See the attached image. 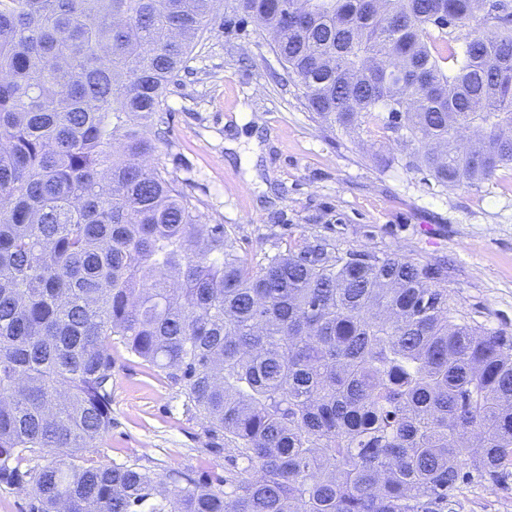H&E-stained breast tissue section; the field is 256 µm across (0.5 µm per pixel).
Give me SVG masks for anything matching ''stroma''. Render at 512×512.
<instances>
[{
  "label": "stroma",
  "mask_w": 512,
  "mask_h": 512,
  "mask_svg": "<svg viewBox=\"0 0 512 512\" xmlns=\"http://www.w3.org/2000/svg\"><path fill=\"white\" fill-rule=\"evenodd\" d=\"M281 71L254 21L219 22L170 88V133L157 156L210 223L224 225L255 268L289 243L323 239L442 266L460 313L512 336V170L441 189L392 165L396 142L324 131ZM112 358V428L85 465L222 472L177 387L149 376L124 347ZM460 501L459 512H512V486L470 487Z\"/></svg>",
  "instance_id": "1"
}]
</instances>
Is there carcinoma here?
Wrapping results in <instances>:
<instances>
[{
	"label": "carcinoma",
	"instance_id": "carcinoma-1",
	"mask_svg": "<svg viewBox=\"0 0 512 512\" xmlns=\"http://www.w3.org/2000/svg\"><path fill=\"white\" fill-rule=\"evenodd\" d=\"M501 2L224 11H264L322 127L394 136L448 188L512 169ZM215 5L0 0V486L29 512H453L507 486L512 337L460 314L446 271L330 243L256 271L150 161ZM117 344L179 387L224 472L78 463L112 429Z\"/></svg>",
	"mask_w": 512,
	"mask_h": 512
}]
</instances>
